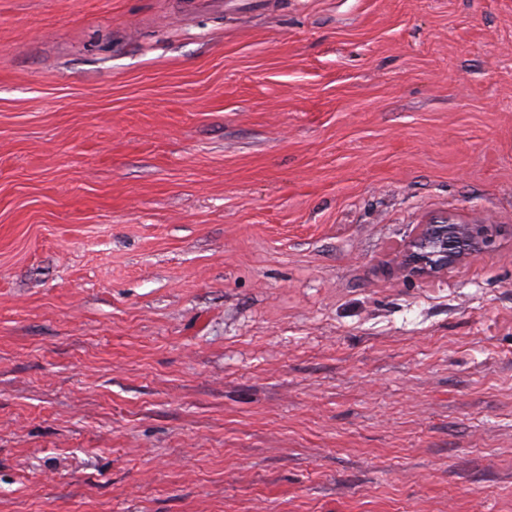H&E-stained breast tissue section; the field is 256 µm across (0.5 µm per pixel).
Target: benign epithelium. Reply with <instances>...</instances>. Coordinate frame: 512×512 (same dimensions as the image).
Instances as JSON below:
<instances>
[{
	"label": "benign epithelium",
	"mask_w": 512,
	"mask_h": 512,
	"mask_svg": "<svg viewBox=\"0 0 512 512\" xmlns=\"http://www.w3.org/2000/svg\"><path fill=\"white\" fill-rule=\"evenodd\" d=\"M490 224H462L446 216L419 225L401 254L403 270L412 277L434 278L448 274L469 259L494 247Z\"/></svg>",
	"instance_id": "benign-epithelium-1"
}]
</instances>
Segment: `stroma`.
Returning <instances> with one entry per match:
<instances>
[{"label":"stroma","mask_w":512,"mask_h":512,"mask_svg":"<svg viewBox=\"0 0 512 512\" xmlns=\"http://www.w3.org/2000/svg\"><path fill=\"white\" fill-rule=\"evenodd\" d=\"M0 512H512V0H0ZM496 241L492 224H462L448 216L419 224L401 254L403 270L412 277L434 278L486 253Z\"/></svg>","instance_id":"35a3bbf8"}]
</instances>
